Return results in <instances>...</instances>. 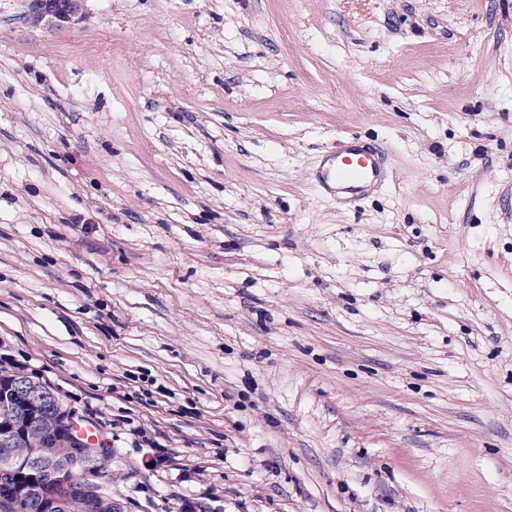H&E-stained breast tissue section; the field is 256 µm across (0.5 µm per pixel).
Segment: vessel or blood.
Instances as JSON below:
<instances>
[{"label":"vessel or blood","instance_id":"obj_1","mask_svg":"<svg viewBox=\"0 0 512 512\" xmlns=\"http://www.w3.org/2000/svg\"><path fill=\"white\" fill-rule=\"evenodd\" d=\"M386 179L379 150L362 145L357 139L343 142L328 158V165L319 176L331 192L359 196Z\"/></svg>","mask_w":512,"mask_h":512}]
</instances>
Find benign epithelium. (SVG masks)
I'll return each instance as SVG.
<instances>
[{"label": "benign epithelium", "mask_w": 512, "mask_h": 512, "mask_svg": "<svg viewBox=\"0 0 512 512\" xmlns=\"http://www.w3.org/2000/svg\"><path fill=\"white\" fill-rule=\"evenodd\" d=\"M84 0H27L28 20L34 26L63 27L83 18ZM24 393L19 420H0V509L3 512L32 506L37 512H96L97 505L112 500L102 485L86 481L110 449L102 440L77 433L74 415L57 405L49 406L37 390L0 381V398ZM65 439L59 456L46 447L48 438ZM39 449L35 457L30 449Z\"/></svg>", "instance_id": "obj_1"}]
</instances>
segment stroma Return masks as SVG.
I'll use <instances>...</instances> for the list:
<instances>
[{"label":"stroma","mask_w":512,"mask_h":512,"mask_svg":"<svg viewBox=\"0 0 512 512\" xmlns=\"http://www.w3.org/2000/svg\"><path fill=\"white\" fill-rule=\"evenodd\" d=\"M1 374L114 512H512V0H0ZM83 2L84 0H27L28 20L33 26L72 25L83 18ZM319 176L331 192L356 197L383 183L386 171L379 150L362 145L356 138L347 139L328 159Z\"/></svg>","instance_id":"obj_1"}]
</instances>
